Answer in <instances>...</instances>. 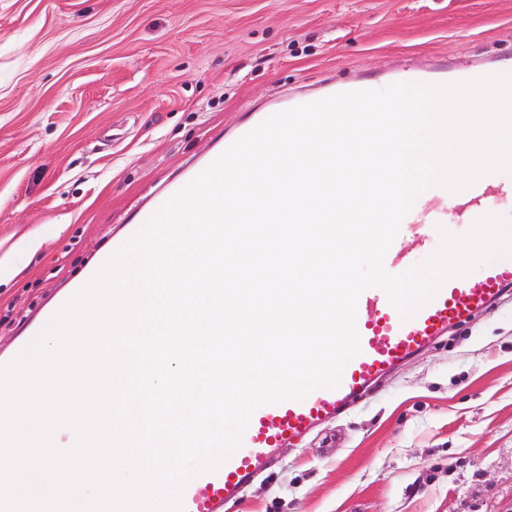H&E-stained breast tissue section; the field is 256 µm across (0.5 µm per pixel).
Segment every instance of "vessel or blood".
Instances as JSON below:
<instances>
[{
	"instance_id": "vessel-or-blood-1",
	"label": "vessel or blood",
	"mask_w": 512,
	"mask_h": 512,
	"mask_svg": "<svg viewBox=\"0 0 512 512\" xmlns=\"http://www.w3.org/2000/svg\"><path fill=\"white\" fill-rule=\"evenodd\" d=\"M511 197L512 180L499 172L484 175L457 192L432 187L429 200L403 218L385 255V269L401 273L407 265L408 243H415L418 251H430L442 232L459 234L462 225L494 213L499 200ZM452 209L459 217L455 224L448 221ZM510 293L512 257L480 266L477 273L447 279L435 296L406 320L382 290L363 291L356 316L361 351L345 365L339 386L316 389L300 401L257 408L232 456L215 471L200 474L186 484L182 512H225L228 504L241 501L247 486L277 462L281 448L336 419L362 398L372 383Z\"/></svg>"
}]
</instances>
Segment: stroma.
Masks as SVG:
<instances>
[{
	"label": "stroma",
	"instance_id": "1",
	"mask_svg": "<svg viewBox=\"0 0 512 512\" xmlns=\"http://www.w3.org/2000/svg\"><path fill=\"white\" fill-rule=\"evenodd\" d=\"M491 63L512 0H0V352L253 112ZM229 512H512V295L282 449ZM63 229L60 224H45L41 229L26 234L17 251H8L0 256V284L7 283L20 273L23 254L36 253L48 237L61 233Z\"/></svg>",
	"mask_w": 512,
	"mask_h": 512
}]
</instances>
